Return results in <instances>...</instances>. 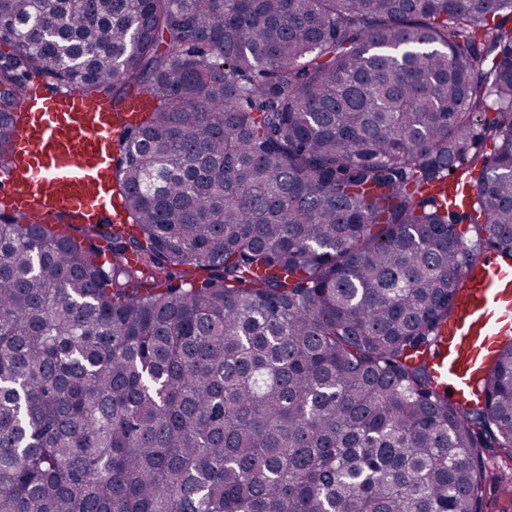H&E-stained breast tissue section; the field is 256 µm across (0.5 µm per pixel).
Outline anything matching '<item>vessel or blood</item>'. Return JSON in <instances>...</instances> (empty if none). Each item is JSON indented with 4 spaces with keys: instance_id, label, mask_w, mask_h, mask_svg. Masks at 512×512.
<instances>
[{
    "instance_id": "1",
    "label": "vessel or blood",
    "mask_w": 512,
    "mask_h": 512,
    "mask_svg": "<svg viewBox=\"0 0 512 512\" xmlns=\"http://www.w3.org/2000/svg\"><path fill=\"white\" fill-rule=\"evenodd\" d=\"M138 107L131 101L117 112L110 99L74 88L50 95L20 88L15 109L27 113L17 124L11 160L0 167V198L26 221L68 223L79 214L100 224L119 223L107 198L92 181ZM454 315L440 329L434 374L453 401L465 406L476 399L475 382L495 356L500 343L512 338V261L491 259L461 276Z\"/></svg>"
}]
</instances>
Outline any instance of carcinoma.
Returning <instances> with one entry per match:
<instances>
[{"mask_svg": "<svg viewBox=\"0 0 512 512\" xmlns=\"http://www.w3.org/2000/svg\"><path fill=\"white\" fill-rule=\"evenodd\" d=\"M510 20L0 0V83L148 96L112 167L134 233L0 209V512H483L512 467V342L470 409L429 356L462 273L512 260Z\"/></svg>", "mask_w": 512, "mask_h": 512, "instance_id": "carcinoma-1", "label": "carcinoma"}]
</instances>
